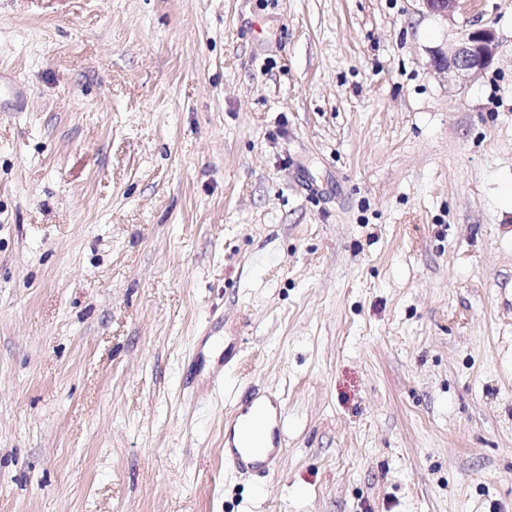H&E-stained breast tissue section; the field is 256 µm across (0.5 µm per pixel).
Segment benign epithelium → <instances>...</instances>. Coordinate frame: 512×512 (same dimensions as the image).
<instances>
[{
    "label": "benign epithelium",
    "instance_id": "7a95c632",
    "mask_svg": "<svg viewBox=\"0 0 512 512\" xmlns=\"http://www.w3.org/2000/svg\"><path fill=\"white\" fill-rule=\"evenodd\" d=\"M426 12L445 20L453 17L461 0H417ZM498 50L495 32L490 28H471L458 32L446 49L437 50L430 66L439 74H445L448 82L459 86L488 68Z\"/></svg>",
    "mask_w": 512,
    "mask_h": 512
}]
</instances>
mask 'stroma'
Returning <instances> with one entry per match:
<instances>
[{"label":"stroma","instance_id":"35a3bbf8","mask_svg":"<svg viewBox=\"0 0 512 512\" xmlns=\"http://www.w3.org/2000/svg\"><path fill=\"white\" fill-rule=\"evenodd\" d=\"M0 70V512H512V0H0ZM498 50L495 32L490 28H471L458 32L445 50H437L430 66L446 74L448 82L465 86L472 77L488 68ZM268 407L264 402H257L256 409L266 413L271 432V446L268 450L265 448V438L259 442L251 443L246 447L226 448L224 450V459L227 457L232 465L239 471H270L277 467L281 448L283 447L281 438V410L277 405L270 404ZM249 410H246L245 412L241 413L240 415H237L232 419V427L234 428L239 418L242 415L247 414ZM246 418V419H245ZM241 419H245V429L244 430H238V427L236 426L234 431V444L238 447L240 445H245L249 442V432L251 430H258L260 432L263 431L264 426L261 418L256 414L255 410L252 408L250 412L246 416H242Z\"/></svg>","mask_w":512,"mask_h":512}]
</instances>
